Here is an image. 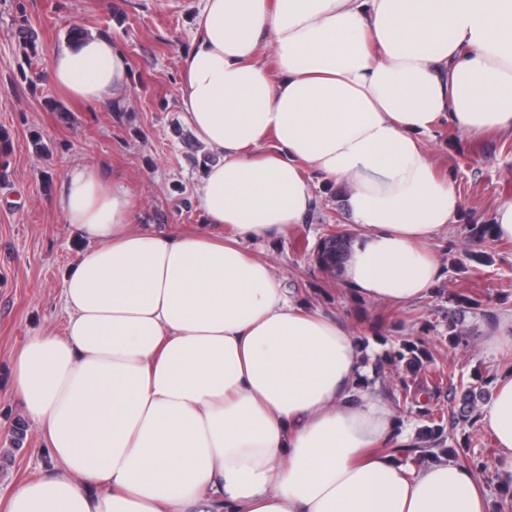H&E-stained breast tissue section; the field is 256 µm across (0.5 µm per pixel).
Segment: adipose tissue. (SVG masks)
Returning <instances> with one entry per match:
<instances>
[{
  "mask_svg": "<svg viewBox=\"0 0 512 512\" xmlns=\"http://www.w3.org/2000/svg\"><path fill=\"white\" fill-rule=\"evenodd\" d=\"M195 24L182 118L218 157L203 222L136 226L125 188L66 170L56 204L84 248L63 279L64 329L29 336L10 366L54 465L0 512H490L472 467L382 453L414 437L361 384L356 337L243 245L285 237L319 188H340L346 287L429 297L428 245L462 204L425 138L444 125L512 137V0H197ZM50 76L70 99L117 102L129 64L87 36ZM480 423L512 487V369Z\"/></svg>",
  "mask_w": 512,
  "mask_h": 512,
  "instance_id": "ef3b65f1",
  "label": "adipose tissue"
}]
</instances>
